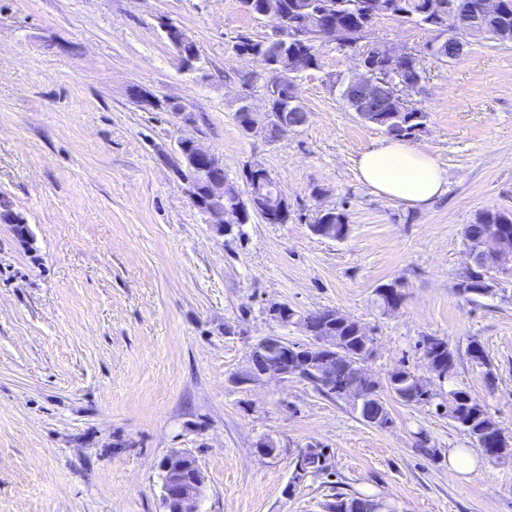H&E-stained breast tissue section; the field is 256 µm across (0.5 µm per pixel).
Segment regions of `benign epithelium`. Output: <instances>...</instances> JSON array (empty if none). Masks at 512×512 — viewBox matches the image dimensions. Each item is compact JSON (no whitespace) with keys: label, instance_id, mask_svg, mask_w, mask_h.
Segmentation results:
<instances>
[{"label":"benign epithelium","instance_id":"benign-epithelium-1","mask_svg":"<svg viewBox=\"0 0 512 512\" xmlns=\"http://www.w3.org/2000/svg\"><path fill=\"white\" fill-rule=\"evenodd\" d=\"M428 8L440 16H448V23L454 25L458 34L451 37L448 45L436 44L430 50L431 58L450 62L460 58L470 44V40L488 34L489 20L497 13L495 0H484L483 5L473 13L460 15L456 12L453 0L443 4V0H431ZM182 28L169 22L164 34L176 54L180 68L184 71L196 70L195 59L186 55V38H174ZM300 39L299 33L288 25L285 18H277L276 28L271 38L267 58L279 56L288 43ZM335 43L358 57L357 72L339 78L338 94L346 105L366 122H372V115L381 105H387L393 112H409L416 109V103L409 99L412 92L423 89V81H410L408 68H416L422 59L412 50L393 48L374 36L369 30L357 41L342 40L336 29L330 28L321 33L318 43ZM308 52L288 58V71H283L275 63L265 66L263 80L270 85L295 80L304 74L317 71L319 67L308 61L307 53L319 55L315 43L306 44ZM254 71L242 76L238 102L244 111L246 122L243 133L250 135L257 130L269 134L270 123L276 124L277 136L303 126L295 121V115L305 112L304 106L295 94V88L288 91V100L274 112L256 116L253 97L244 93L253 83ZM178 169L186 191L194 204L201 203L200 187L206 186V204L203 214L207 223L219 234H228L233 225L245 223L251 213L266 208L283 209L288 200L283 193L273 194L270 189L278 182L269 172H257L251 177L245 189L237 182L224 176L223 164L210 152L192 139L177 142ZM489 265L507 268L512 264V250L500 245L492 237L484 250ZM268 318L279 326L291 325L305 333L306 343L291 342L272 334L259 339L251 348L246 365L235 375V382L241 386L257 385L269 380L286 381L310 375L323 388L334 390L343 400L359 403L376 398L378 381L366 369V363L374 354L369 347L366 355L350 362L348 374L336 377V362L344 357V352L334 336L332 327L323 324L316 329L308 327L306 314L298 312L286 304L274 303L267 308ZM162 501L164 512H203L202 503L206 496L204 474L195 456L187 451L175 449L167 454L159 464Z\"/></svg>","mask_w":512,"mask_h":512}]
</instances>
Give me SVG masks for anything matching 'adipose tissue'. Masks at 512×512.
<instances>
[{"instance_id":"obj_1","label":"adipose tissue","mask_w":512,"mask_h":512,"mask_svg":"<svg viewBox=\"0 0 512 512\" xmlns=\"http://www.w3.org/2000/svg\"><path fill=\"white\" fill-rule=\"evenodd\" d=\"M357 179L372 193L411 208H425L447 191L445 170L405 141L383 139L357 160Z\"/></svg>"}]
</instances>
